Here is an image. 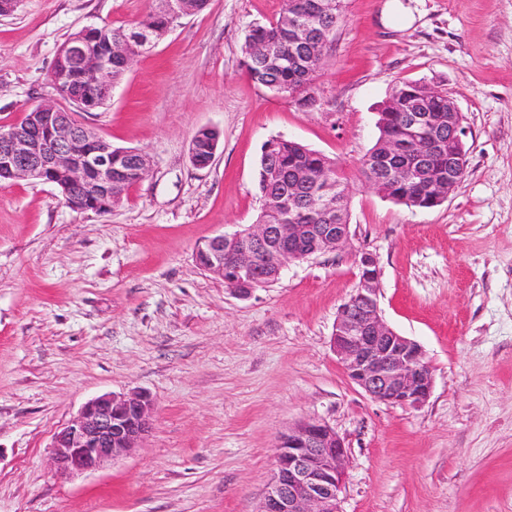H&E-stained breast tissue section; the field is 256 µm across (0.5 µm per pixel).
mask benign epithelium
Segmentation results:
<instances>
[{
  "label": "benign epithelium",
  "instance_id": "7a95c632",
  "mask_svg": "<svg viewBox=\"0 0 512 512\" xmlns=\"http://www.w3.org/2000/svg\"><path fill=\"white\" fill-rule=\"evenodd\" d=\"M69 55L88 57L85 81L112 88L111 52L94 55L84 39L68 42ZM448 127L460 142L465 136L458 108L448 113ZM115 147L75 115L45 103L14 123L0 125V175L13 181L53 182L63 173L74 202L102 196L125 172L112 168ZM132 173L141 181L149 171L148 158L139 150ZM348 224H248L233 234H222L199 244L196 260L205 270L231 276L229 290L247 297L267 284L270 265L288 264L317 254L315 244L345 247ZM359 282L342 305L332 334V346L348 378L372 400L420 408L431 396L434 378L426 355L416 341L403 336L384 320L378 303L381 271L376 258L359 255ZM152 401L146 394H103L86 402L77 416L53 440L56 471L65 476L102 467L129 452L152 427ZM348 448L325 421L308 418L280 436L276 469L258 512H341L339 493L345 479Z\"/></svg>",
  "mask_w": 512,
  "mask_h": 512
}]
</instances>
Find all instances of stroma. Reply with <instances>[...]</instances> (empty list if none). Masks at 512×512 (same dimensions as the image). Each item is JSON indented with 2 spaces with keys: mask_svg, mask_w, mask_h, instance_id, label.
Returning <instances> with one entry per match:
<instances>
[{
  "mask_svg": "<svg viewBox=\"0 0 512 512\" xmlns=\"http://www.w3.org/2000/svg\"><path fill=\"white\" fill-rule=\"evenodd\" d=\"M385 2L343 0L348 21L301 108L243 72L248 29L283 0H209L79 115L152 160L120 208L0 184V512H258L279 435L308 418L349 449L342 512H512V0H413L402 31ZM151 5L20 0L0 16V124L57 99L47 75L71 33ZM405 81L446 90L464 116L465 177L431 210L359 179L378 108ZM203 127L221 137L201 169L190 145ZM276 136L342 164L351 243L241 298L196 248L254 222L260 149ZM363 251L385 320L431 366L422 407L373 401L331 346ZM132 392L154 406L138 448L59 476L57 432L88 400Z\"/></svg>",
  "mask_w": 512,
  "mask_h": 512,
  "instance_id": "35a3bbf8",
  "label": "stroma"
}]
</instances>
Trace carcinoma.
Masks as SVG:
<instances>
[{"instance_id":"carcinoma-1","label":"carcinoma","mask_w":512,"mask_h":512,"mask_svg":"<svg viewBox=\"0 0 512 512\" xmlns=\"http://www.w3.org/2000/svg\"><path fill=\"white\" fill-rule=\"evenodd\" d=\"M154 7L125 29L106 22L89 31L98 53L111 49L115 41L125 44L137 55L151 49L180 18V13L196 14L208 0H154ZM282 12L292 17L285 24L278 17L251 27L242 46L245 73L255 84L286 98L296 105L308 107L312 99L313 82L324 65L327 46L336 30L347 22L342 0H336L334 10L325 14L319 0H284ZM307 29L321 42L320 53L312 55L309 47L299 40V32ZM85 58L67 56L55 64L48 81L55 87L68 88L74 96L71 103L83 112L101 108L110 98L106 88H86L80 75ZM451 102L448 93L422 82H403L392 88L379 108L378 137L360 162V174L377 192L410 210H427L440 205L436 186L448 181L453 170L456 183H461L466 167L459 165L462 147L451 139L448 124L439 123L427 130L435 146L420 173L413 181L392 178L388 167L393 161L411 165L418 152L417 139L408 132L407 117L425 112L434 119L448 115ZM220 140L216 129L202 128L194 135L191 145L198 155L210 156L211 143ZM257 185L261 208L256 222L261 224H348L350 184L335 159L312 150L299 141L275 137L262 148L257 169ZM323 196L335 199L334 208L324 210L317 200Z\"/></svg>"}]
</instances>
